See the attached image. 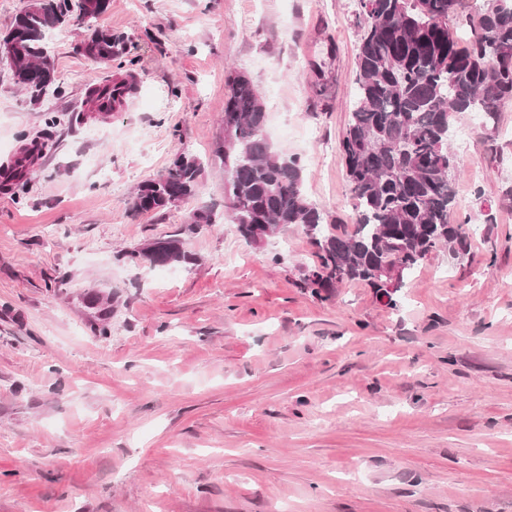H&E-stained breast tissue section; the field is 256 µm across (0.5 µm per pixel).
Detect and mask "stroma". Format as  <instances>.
Segmentation results:
<instances>
[{"mask_svg": "<svg viewBox=\"0 0 512 512\" xmlns=\"http://www.w3.org/2000/svg\"><path fill=\"white\" fill-rule=\"evenodd\" d=\"M359 20L358 0H112L111 67L71 25L47 40L60 93L0 65V167L57 120L27 193H0V512H512V101L458 115L467 253H431L397 307L361 282L299 288L303 227L254 245L230 217L238 73L310 202L351 223ZM129 71L123 111L85 112L89 84ZM181 154L198 193L133 213ZM163 237L192 262L117 258ZM90 34L87 38L90 37L92 46L87 47L86 42L84 43L82 48L84 55L99 67H110L112 60L124 50V37L99 28L93 29Z\"/></svg>", "mask_w": 512, "mask_h": 512, "instance_id": "35a3bbf8", "label": "stroma"}]
</instances>
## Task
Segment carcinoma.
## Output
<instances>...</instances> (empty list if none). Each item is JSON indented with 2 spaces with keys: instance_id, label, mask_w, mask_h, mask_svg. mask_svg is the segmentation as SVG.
Wrapping results in <instances>:
<instances>
[{
  "instance_id": "obj_1",
  "label": "carcinoma",
  "mask_w": 512,
  "mask_h": 512,
  "mask_svg": "<svg viewBox=\"0 0 512 512\" xmlns=\"http://www.w3.org/2000/svg\"><path fill=\"white\" fill-rule=\"evenodd\" d=\"M112 0H83L84 20L108 12ZM362 21L356 56L355 104L341 142L353 209V230L324 226V216L304 192L300 159L275 149L264 135L265 106L251 80H230L224 103L225 193L241 235L257 242L255 228L279 232L298 224L312 235L318 262L301 287L331 295L344 281H362L388 304L392 273L405 275L442 246L466 254L469 222H449L456 207V155L448 147L456 115L491 117L512 100V0H490L470 21L472 38L462 47L448 30L459 0H359ZM70 0H43L25 7L5 37L21 44L12 69L15 85L39 96L55 84L46 34L69 23ZM84 55L110 67L124 50V37L95 28ZM103 84L87 88L99 112ZM201 163L182 156L166 172L139 185L132 210L164 209L169 199L195 194ZM133 264L189 263L179 240L159 239L155 248L128 250Z\"/></svg>"
}]
</instances>
